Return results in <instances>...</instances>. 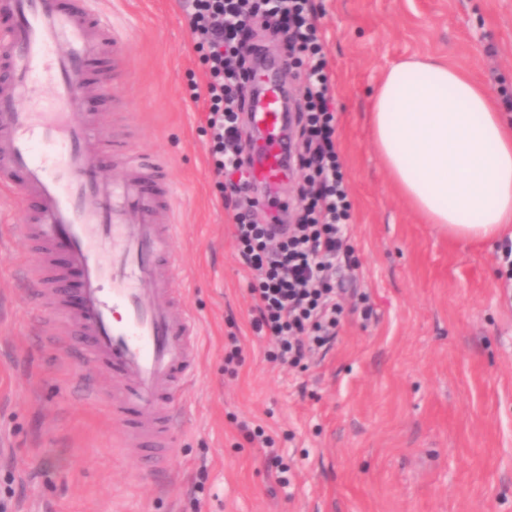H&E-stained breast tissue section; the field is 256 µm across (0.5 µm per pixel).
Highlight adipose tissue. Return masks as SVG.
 Returning <instances> with one entry per match:
<instances>
[{
    "mask_svg": "<svg viewBox=\"0 0 512 512\" xmlns=\"http://www.w3.org/2000/svg\"><path fill=\"white\" fill-rule=\"evenodd\" d=\"M373 146L399 195L460 240L512 236V119L464 71L393 64L374 96Z\"/></svg>",
    "mask_w": 512,
    "mask_h": 512,
    "instance_id": "1",
    "label": "adipose tissue"
}]
</instances>
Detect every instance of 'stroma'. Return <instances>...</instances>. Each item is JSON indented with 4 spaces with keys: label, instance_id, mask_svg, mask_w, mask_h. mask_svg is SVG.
I'll return each mask as SVG.
<instances>
[{
    "label": "stroma",
    "instance_id": "1",
    "mask_svg": "<svg viewBox=\"0 0 512 512\" xmlns=\"http://www.w3.org/2000/svg\"><path fill=\"white\" fill-rule=\"evenodd\" d=\"M349 186L352 263L335 279V343L291 369L251 327L248 271L214 185L206 76L179 0H98L125 30V78L87 106L102 139L168 165L177 190L172 288L197 360L175 403L174 479L112 414V375L75 336L48 343L18 279L40 252L0 189V492L12 512H512V267L502 241H459L394 190L369 112L385 71L437 56L494 86L512 112V0H314ZM236 335L241 363L225 364ZM290 468L280 485L250 432Z\"/></svg>",
    "mask_w": 512,
    "mask_h": 512
}]
</instances>
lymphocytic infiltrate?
<instances>
[{
    "label": "lymphocytic infiltrate",
    "mask_w": 512,
    "mask_h": 512,
    "mask_svg": "<svg viewBox=\"0 0 512 512\" xmlns=\"http://www.w3.org/2000/svg\"><path fill=\"white\" fill-rule=\"evenodd\" d=\"M182 10L207 77L204 132L215 177L235 211L234 237L250 272L248 291L256 334L269 337L271 360L299 366L336 340L344 312L342 288L333 278L347 250L352 204L336 148V116L320 29L310 0H182ZM283 34L299 53L305 106L296 116V161L304 172L298 188L301 213L283 224L273 214L253 220L264 207L253 194L255 179L242 136L241 88L251 70L242 66V43L255 22Z\"/></svg>",
    "instance_id": "obj_1"
}]
</instances>
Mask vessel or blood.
Segmentation results:
<instances>
[{"label": "vessel or blood", "instance_id": "vessel-or-blood-1", "mask_svg": "<svg viewBox=\"0 0 512 512\" xmlns=\"http://www.w3.org/2000/svg\"><path fill=\"white\" fill-rule=\"evenodd\" d=\"M0 187L17 188L23 232L45 252L66 244L65 269L21 268L38 307L90 338L114 378L112 413L126 432L151 448L154 468L170 437L171 404L192 373V316L170 298L177 267L170 255L173 225L163 223L174 186L161 163L104 143L95 119L80 111L104 75L121 70V42L111 19L89 0H0ZM251 124L268 133L253 155L258 181H284V147L273 137L283 93L264 74ZM50 102H43L42 84ZM124 174L104 176L110 159ZM80 276V303L69 309L65 285Z\"/></svg>", "mask_w": 512, "mask_h": 512}]
</instances>
